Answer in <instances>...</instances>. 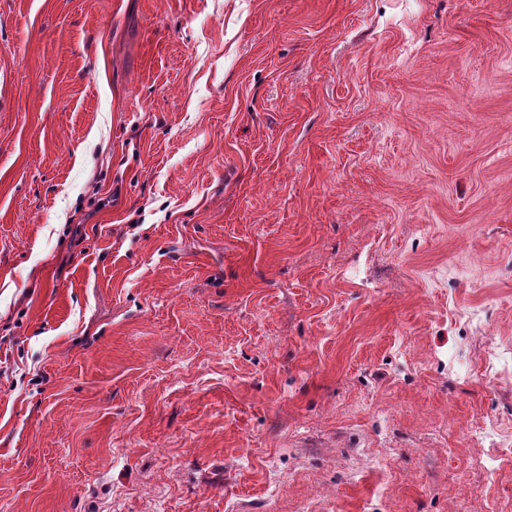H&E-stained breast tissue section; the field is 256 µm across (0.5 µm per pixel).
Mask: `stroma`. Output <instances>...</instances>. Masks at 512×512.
Here are the masks:
<instances>
[{
	"instance_id": "35a3bbf8",
	"label": "stroma",
	"mask_w": 512,
	"mask_h": 512,
	"mask_svg": "<svg viewBox=\"0 0 512 512\" xmlns=\"http://www.w3.org/2000/svg\"><path fill=\"white\" fill-rule=\"evenodd\" d=\"M0 512H512V0H0Z\"/></svg>"
}]
</instances>
